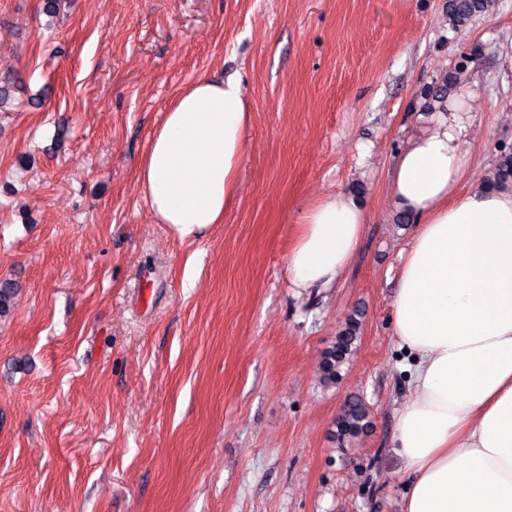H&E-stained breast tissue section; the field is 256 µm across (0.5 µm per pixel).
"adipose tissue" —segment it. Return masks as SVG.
Returning a JSON list of instances; mask_svg holds the SVG:
<instances>
[{
  "mask_svg": "<svg viewBox=\"0 0 512 512\" xmlns=\"http://www.w3.org/2000/svg\"><path fill=\"white\" fill-rule=\"evenodd\" d=\"M249 119L239 80L200 78L179 93L138 168L156 223L182 239L223 223ZM472 127L463 96L433 108L390 182L415 220L392 301L394 334L416 361L394 434L410 478L404 512H512V187H464ZM367 222L345 193L310 206L290 287L332 285Z\"/></svg>",
  "mask_w": 512,
  "mask_h": 512,
  "instance_id": "adipose-tissue-1",
  "label": "adipose tissue"
}]
</instances>
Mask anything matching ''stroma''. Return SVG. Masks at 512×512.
Returning a JSON list of instances; mask_svg holds the SVG:
<instances>
[{
  "mask_svg": "<svg viewBox=\"0 0 512 512\" xmlns=\"http://www.w3.org/2000/svg\"><path fill=\"white\" fill-rule=\"evenodd\" d=\"M249 103L239 192L182 240L137 181L187 84ZM0 512H401L392 451L412 355L392 331L389 184L422 88L472 87L468 181L512 149V0L461 26L448 0H0ZM345 192L369 222L329 288L296 294L301 214ZM336 383L323 352L350 314ZM370 426L341 450L335 420ZM360 334V322L355 317L348 318L336 335L333 344L326 350L322 361L323 382L336 383L339 369L356 350ZM368 410L357 398L350 399L343 406L335 421V438L341 450L360 437L368 427Z\"/></svg>",
  "mask_w": 512,
  "mask_h": 512,
  "instance_id": "1",
  "label": "stroma"
}]
</instances>
